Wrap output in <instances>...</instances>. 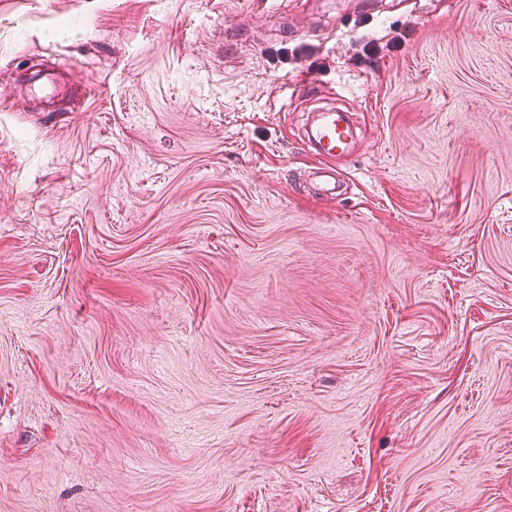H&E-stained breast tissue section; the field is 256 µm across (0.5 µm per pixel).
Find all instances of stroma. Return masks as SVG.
Segmentation results:
<instances>
[{"label": "stroma", "mask_w": 512, "mask_h": 512, "mask_svg": "<svg viewBox=\"0 0 512 512\" xmlns=\"http://www.w3.org/2000/svg\"><path fill=\"white\" fill-rule=\"evenodd\" d=\"M0 512H512V0H0ZM351 135V129L340 112H319L317 122L311 131L309 140L314 144V155L328 160L343 151L345 141Z\"/></svg>", "instance_id": "35a3bbf8"}]
</instances>
